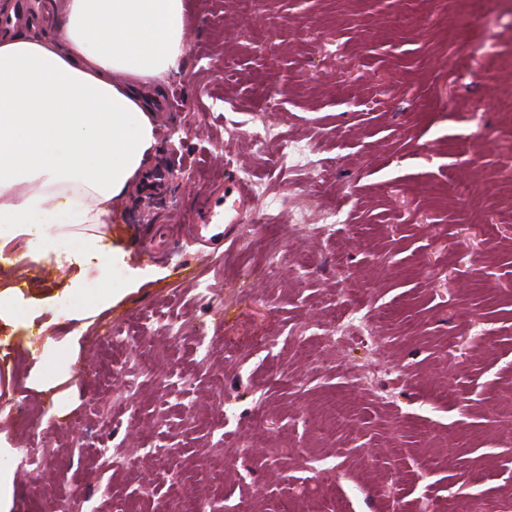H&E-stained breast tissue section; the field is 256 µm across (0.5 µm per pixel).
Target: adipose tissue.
I'll use <instances>...</instances> for the list:
<instances>
[{
	"instance_id": "ef3b65f1",
	"label": "adipose tissue",
	"mask_w": 512,
	"mask_h": 512,
	"mask_svg": "<svg viewBox=\"0 0 512 512\" xmlns=\"http://www.w3.org/2000/svg\"><path fill=\"white\" fill-rule=\"evenodd\" d=\"M50 28L0 32V252L67 273L70 314L111 307L123 252L106 229L156 146L142 88L184 63L186 0H51ZM97 287H89V280ZM76 337H46L35 378H70Z\"/></svg>"
}]
</instances>
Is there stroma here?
<instances>
[{
    "label": "stroma",
    "instance_id": "stroma-1",
    "mask_svg": "<svg viewBox=\"0 0 512 512\" xmlns=\"http://www.w3.org/2000/svg\"><path fill=\"white\" fill-rule=\"evenodd\" d=\"M183 68L162 83L148 169L171 177L145 202L132 187L112 238L138 266L141 235L203 218L224 179L270 184L260 224L224 251L179 240L90 322L56 315L62 274L21 260L0 281L28 298L29 319L0 326V437L60 455L37 485L16 481L11 512H52L83 490L86 512H167L163 466L226 512H504L512 501V0H187ZM278 136L257 141L256 122ZM312 143L317 166L273 168L280 139ZM334 184L347 214L335 235L296 226L288 204L322 207ZM364 303L385 345L343 350L299 327ZM183 322L184 335L164 336ZM81 330L62 417L34 383L44 336ZM149 335L166 385L124 367ZM378 366L372 387L356 382ZM336 461L318 486L283 442ZM170 450L169 461L152 454ZM128 449L121 474L88 462ZM225 449L215 460L213 449Z\"/></svg>",
    "mask_w": 512,
    "mask_h": 512
}]
</instances>
